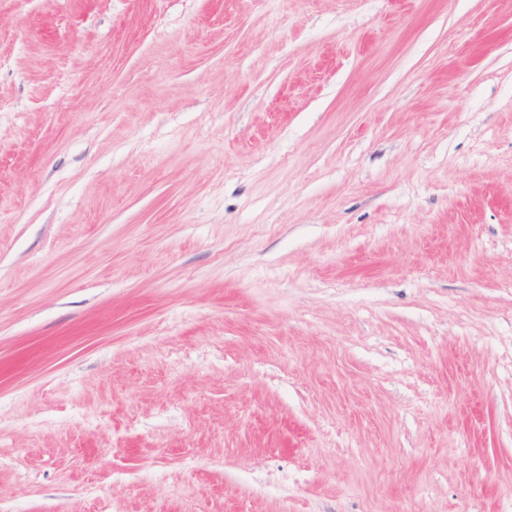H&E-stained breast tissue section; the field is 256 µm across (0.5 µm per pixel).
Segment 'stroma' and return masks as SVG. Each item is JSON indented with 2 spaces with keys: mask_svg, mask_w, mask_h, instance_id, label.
Listing matches in <instances>:
<instances>
[{
  "mask_svg": "<svg viewBox=\"0 0 512 512\" xmlns=\"http://www.w3.org/2000/svg\"><path fill=\"white\" fill-rule=\"evenodd\" d=\"M0 512H512V0H0Z\"/></svg>",
  "mask_w": 512,
  "mask_h": 512,
  "instance_id": "1",
  "label": "stroma"
}]
</instances>
